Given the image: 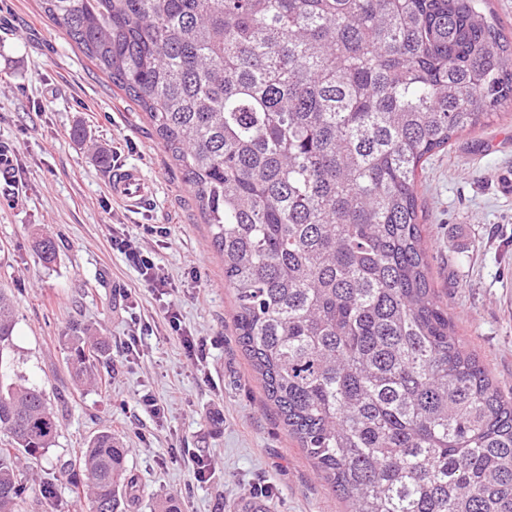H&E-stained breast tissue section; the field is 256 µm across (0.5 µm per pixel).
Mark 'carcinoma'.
I'll return each instance as SVG.
<instances>
[{"mask_svg": "<svg viewBox=\"0 0 512 512\" xmlns=\"http://www.w3.org/2000/svg\"><path fill=\"white\" fill-rule=\"evenodd\" d=\"M41 4L178 162L266 399L349 512H512V392L432 286L417 191L428 158L512 104L491 0ZM35 249L56 260L53 238ZM15 318L0 291V512L58 433L43 388L11 375ZM66 346L95 385L97 329ZM127 452L88 441L89 512H123Z\"/></svg>", "mask_w": 512, "mask_h": 512, "instance_id": "1", "label": "carcinoma"}]
</instances>
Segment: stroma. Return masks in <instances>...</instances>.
<instances>
[{
  "instance_id": "obj_1",
  "label": "stroma",
  "mask_w": 512,
  "mask_h": 512,
  "mask_svg": "<svg viewBox=\"0 0 512 512\" xmlns=\"http://www.w3.org/2000/svg\"><path fill=\"white\" fill-rule=\"evenodd\" d=\"M84 130L85 139L74 135ZM0 289L14 301V369L43 386L59 422L54 445L22 464L25 512L86 507L67 474L88 440L121 433L139 500L128 512H346L267 404L238 342L235 303L189 185L146 114L55 31L40 0H0ZM134 164L154 185L146 208L113 201V166ZM430 278L467 349L512 390V109L458 134L418 175ZM58 239L52 265L36 234ZM132 239L166 278L145 286L113 244ZM175 303L189 358L164 318ZM97 327L110 351L99 384L76 388L63 336ZM207 466L198 481L193 464ZM165 314L171 329L176 332L177 336H180L182 346L187 351L188 356L192 358L195 357L197 360L202 358L205 352L206 343H204L200 337L196 339L194 336L185 334V331L181 328L180 314L176 304L170 303Z\"/></svg>"
}]
</instances>
